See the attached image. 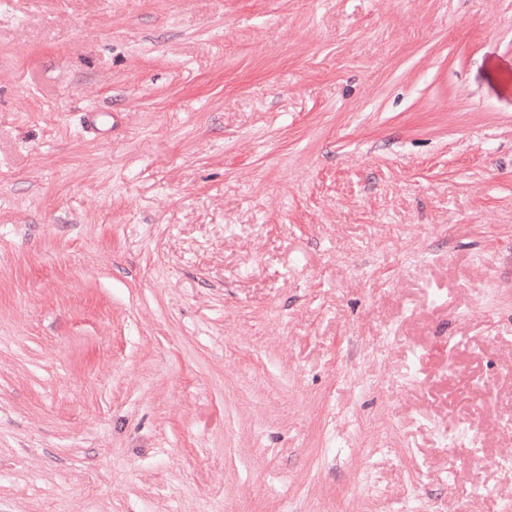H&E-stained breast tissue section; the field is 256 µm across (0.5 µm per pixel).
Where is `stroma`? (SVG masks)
I'll list each match as a JSON object with an SVG mask.
<instances>
[{
  "label": "stroma",
  "mask_w": 512,
  "mask_h": 512,
  "mask_svg": "<svg viewBox=\"0 0 512 512\" xmlns=\"http://www.w3.org/2000/svg\"><path fill=\"white\" fill-rule=\"evenodd\" d=\"M508 455L512 0H0V512H512Z\"/></svg>",
  "instance_id": "obj_1"
}]
</instances>
